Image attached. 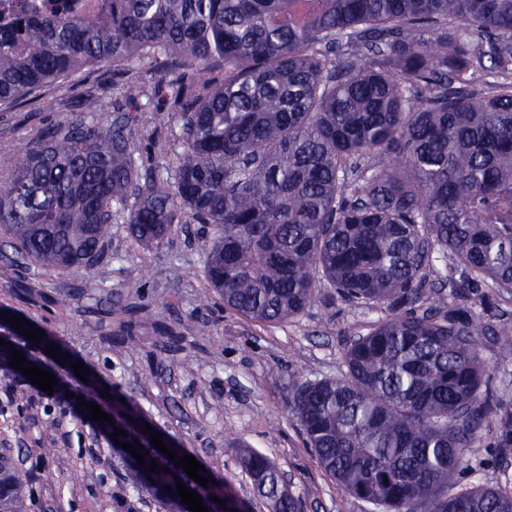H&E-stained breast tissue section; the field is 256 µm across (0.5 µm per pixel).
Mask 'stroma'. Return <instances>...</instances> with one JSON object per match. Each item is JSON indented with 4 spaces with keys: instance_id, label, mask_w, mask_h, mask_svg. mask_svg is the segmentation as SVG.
<instances>
[{
    "instance_id": "35a3bbf8",
    "label": "stroma",
    "mask_w": 512,
    "mask_h": 512,
    "mask_svg": "<svg viewBox=\"0 0 512 512\" xmlns=\"http://www.w3.org/2000/svg\"><path fill=\"white\" fill-rule=\"evenodd\" d=\"M134 77L144 112L134 155L141 165L166 167L179 126L157 109L151 68ZM125 89L111 66L91 67L0 112V175L63 113L80 112L90 92L100 94L97 120L110 124ZM126 219V208L114 207L107 257L91 286L84 274L22 259L0 240V311L44 332L32 342L7 322L0 338L57 380L44 392L0 356V455L23 474L25 512H168L113 448L111 425L88 418L89 405L109 411L120 402L173 437L249 512L271 510L237 462L245 448L275 464L304 512H374L319 467L288 408V381L341 377L345 347L385 317V307L348 306L322 287L294 319L248 320L225 309L206 280L209 225H172L161 247L148 248ZM53 346L62 359L50 356ZM77 362L89 368L87 380L75 374ZM467 459L449 491L512 478V448H475Z\"/></svg>"
}]
</instances>
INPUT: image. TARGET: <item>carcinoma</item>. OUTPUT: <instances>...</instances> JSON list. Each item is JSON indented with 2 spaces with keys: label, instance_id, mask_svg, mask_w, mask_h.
Returning a JSON list of instances; mask_svg holds the SVG:
<instances>
[{
  "label": "carcinoma",
  "instance_id": "carcinoma-1",
  "mask_svg": "<svg viewBox=\"0 0 512 512\" xmlns=\"http://www.w3.org/2000/svg\"><path fill=\"white\" fill-rule=\"evenodd\" d=\"M150 62L182 133L161 177L130 144L131 83L104 126L66 116L0 178V233L44 267L91 274L129 197L146 245L172 224H208L211 288L250 320L278 323L316 299L390 314L346 346L338 379L288 382L321 467L385 512H512V489L448 481L469 449L512 448V402L489 388L479 337L512 363V325L448 301L427 280L451 255V291L492 282L512 296V0H104L96 12L34 9L0 26V106L99 63ZM224 67L184 97L181 71ZM496 81L477 89L484 76ZM375 155L377 165L366 158ZM145 488L163 470L211 497L148 444ZM158 470L148 471L152 461ZM273 512H301L272 462L240 457ZM162 493V492H160ZM177 495L162 493L165 499ZM0 464V512H24Z\"/></svg>",
  "mask_w": 512,
  "mask_h": 512
}]
</instances>
